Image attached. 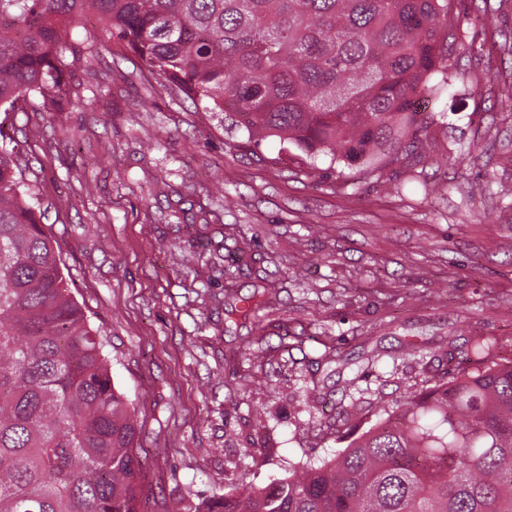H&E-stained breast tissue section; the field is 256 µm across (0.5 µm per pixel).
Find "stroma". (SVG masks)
<instances>
[{"mask_svg": "<svg viewBox=\"0 0 512 512\" xmlns=\"http://www.w3.org/2000/svg\"><path fill=\"white\" fill-rule=\"evenodd\" d=\"M448 9L474 44L464 77L426 104L447 123L377 179L247 143L102 33L78 65L79 98L10 115L68 287L137 423L141 512H188L336 453L379 421L376 397L447 381L477 338L512 360V110L498 93L512 83V0ZM452 138L481 147L454 161ZM481 179L485 197H470ZM267 285L255 322H227V303ZM327 345L379 355L353 415L341 407L353 370L321 363ZM315 386L326 399L310 411Z\"/></svg>", "mask_w": 512, "mask_h": 512, "instance_id": "1", "label": "stroma"}]
</instances>
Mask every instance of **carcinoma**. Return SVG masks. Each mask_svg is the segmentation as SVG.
Returning a JSON list of instances; mask_svg holds the SVG:
<instances>
[{
	"label": "carcinoma",
	"instance_id": "obj_1",
	"mask_svg": "<svg viewBox=\"0 0 512 512\" xmlns=\"http://www.w3.org/2000/svg\"><path fill=\"white\" fill-rule=\"evenodd\" d=\"M96 15L159 79L247 141L269 138L372 177L443 124L418 101L448 91L473 44L448 0H0V108L79 96L74 24ZM0 125V512H140L142 464L101 329L60 258ZM269 291L228 310L258 317ZM479 339L446 383L380 410L339 454L288 463L193 512H512V361Z\"/></svg>",
	"mask_w": 512,
	"mask_h": 512
}]
</instances>
